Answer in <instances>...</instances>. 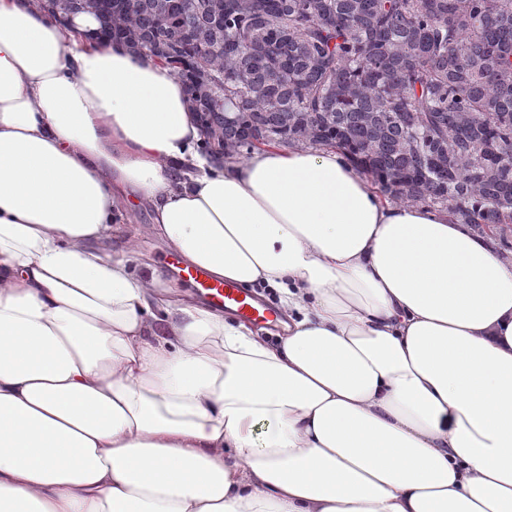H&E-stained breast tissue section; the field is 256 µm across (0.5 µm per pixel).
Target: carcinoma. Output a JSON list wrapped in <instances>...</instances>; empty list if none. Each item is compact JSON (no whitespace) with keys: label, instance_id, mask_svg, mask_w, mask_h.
I'll list each match as a JSON object with an SVG mask.
<instances>
[{"label":"carcinoma","instance_id":"cac0c4a2","mask_svg":"<svg viewBox=\"0 0 512 512\" xmlns=\"http://www.w3.org/2000/svg\"><path fill=\"white\" fill-rule=\"evenodd\" d=\"M135 53L180 45L184 83L224 74V112L206 152L329 147L394 202L448 210L458 224H512V0H78ZM322 15L350 17L326 27Z\"/></svg>","mask_w":512,"mask_h":512}]
</instances>
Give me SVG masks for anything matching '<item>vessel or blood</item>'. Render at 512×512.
<instances>
[{
    "label": "vessel or blood",
    "instance_id": "obj_1",
    "mask_svg": "<svg viewBox=\"0 0 512 512\" xmlns=\"http://www.w3.org/2000/svg\"><path fill=\"white\" fill-rule=\"evenodd\" d=\"M165 263L214 310L232 312L248 322L271 327L278 325L280 316L277 311L258 300L251 291L229 281L215 280L207 271L183 264L173 254L166 256Z\"/></svg>",
    "mask_w": 512,
    "mask_h": 512
}]
</instances>
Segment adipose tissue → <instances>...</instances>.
I'll return each mask as SVG.
<instances>
[{
	"label": "adipose tissue",
	"mask_w": 512,
	"mask_h": 512,
	"mask_svg": "<svg viewBox=\"0 0 512 512\" xmlns=\"http://www.w3.org/2000/svg\"><path fill=\"white\" fill-rule=\"evenodd\" d=\"M201 140L172 68L0 0V512H512V266L339 152ZM131 198L277 340L113 252Z\"/></svg>",
	"instance_id": "obj_1"
}]
</instances>
